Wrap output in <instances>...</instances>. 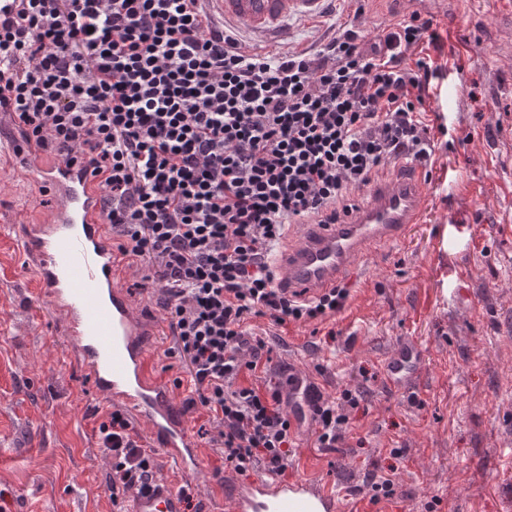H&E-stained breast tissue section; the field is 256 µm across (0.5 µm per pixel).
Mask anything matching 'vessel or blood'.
I'll use <instances>...</instances> for the list:
<instances>
[{"mask_svg": "<svg viewBox=\"0 0 512 512\" xmlns=\"http://www.w3.org/2000/svg\"><path fill=\"white\" fill-rule=\"evenodd\" d=\"M330 0H199L206 14L245 45L288 48L290 25L312 21ZM0 156L14 161L49 198L46 214L21 211L18 242L31 280L65 328L84 375L99 396L143 420L173 469L190 477L205 451L188 432V417L171 385L152 370L157 320L137 306L122 281L125 262L102 219L105 189L86 164L42 152L19 120L0 121ZM427 201L425 169L404 168L370 185L367 196L334 224H294L272 254L278 285L306 299L336 287L355 258L399 241L418 223ZM417 345L400 344L386 363L390 385L411 387L420 374ZM129 512H187L175 483L160 478L132 492ZM225 512H365L362 500L339 496L310 476H257L224 496Z\"/></svg>", "mask_w": 512, "mask_h": 512, "instance_id": "b4317fda", "label": "vessel or blood"}]
</instances>
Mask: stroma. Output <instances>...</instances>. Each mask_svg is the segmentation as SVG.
Instances as JSON below:
<instances>
[{"instance_id":"35a3bbf8","label":"stroma","mask_w":512,"mask_h":512,"mask_svg":"<svg viewBox=\"0 0 512 512\" xmlns=\"http://www.w3.org/2000/svg\"><path fill=\"white\" fill-rule=\"evenodd\" d=\"M332 0L320 23H292L294 50L353 22L371 41L420 12L444 38L447 71L430 108L448 129L430 205L404 240L354 260L335 320L271 337L274 364L313 374L328 396L363 394L334 448L298 435L292 476L312 469L345 498L396 464L390 512H512V0ZM36 199L0 160V512H127L99 446L108 409L83 375L10 226ZM422 348L421 378L400 392L384 370L401 341ZM400 449L392 458L391 449ZM207 449L191 483L205 512L216 485L241 482Z\"/></svg>"}]
</instances>
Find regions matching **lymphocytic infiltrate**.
<instances>
[{
  "label": "lymphocytic infiltrate",
  "instance_id": "f902f5d3",
  "mask_svg": "<svg viewBox=\"0 0 512 512\" xmlns=\"http://www.w3.org/2000/svg\"><path fill=\"white\" fill-rule=\"evenodd\" d=\"M0 15V108L41 150L82 160L105 187L117 250L147 265L172 344L217 433L225 467L274 476L298 429L251 325L325 323L347 288L303 300L276 285L273 249L293 224H332L391 160L433 170L427 121L444 68L432 18L412 13L375 40L353 29L302 51L247 52L197 0H16ZM315 444L332 448L360 405L304 384ZM113 492L146 489L154 449L115 409L99 426Z\"/></svg>",
  "mask_w": 512,
  "mask_h": 512
}]
</instances>
